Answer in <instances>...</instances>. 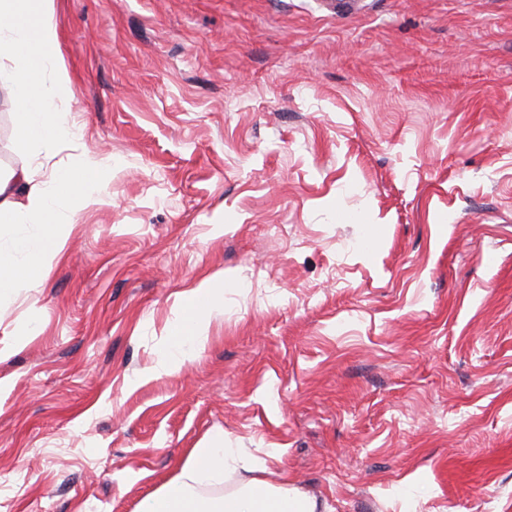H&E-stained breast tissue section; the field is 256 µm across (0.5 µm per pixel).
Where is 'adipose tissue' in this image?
I'll return each instance as SVG.
<instances>
[{"mask_svg":"<svg viewBox=\"0 0 512 512\" xmlns=\"http://www.w3.org/2000/svg\"><path fill=\"white\" fill-rule=\"evenodd\" d=\"M49 3L0 0V80L10 87L20 145L46 161L81 136L80 128L62 118L76 95L59 63ZM98 168L95 157L77 153L65 169L47 176L29 165L0 172V224L10 237L9 249L0 250V300L33 287L61 258L73 213L111 204L96 176ZM223 284L224 275L218 272L181 296L157 373L178 371L194 360L210 318L219 308ZM240 468L253 477L238 491L219 499L198 493V486L221 482ZM259 469L255 458L225 447L223 436H211L191 450L179 474L148 498L141 512H316L315 501L298 491L255 479Z\"/></svg>","mask_w":512,"mask_h":512,"instance_id":"adipose-tissue-1","label":"adipose tissue"}]
</instances>
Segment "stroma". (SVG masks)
I'll list each match as a JSON object with an SVG mask.
<instances>
[{
	"label": "stroma",
	"instance_id": "stroma-1",
	"mask_svg": "<svg viewBox=\"0 0 512 512\" xmlns=\"http://www.w3.org/2000/svg\"><path fill=\"white\" fill-rule=\"evenodd\" d=\"M51 9L83 136L49 165L112 203L0 306V512H138L215 433L317 512H512V0ZM218 286L221 288H216ZM223 288L224 274L217 272L181 296L177 319L167 336L165 358L154 369V374L178 371L194 360L204 343L202 333L209 325L213 312L219 309Z\"/></svg>",
	"mask_w": 512,
	"mask_h": 512
}]
</instances>
